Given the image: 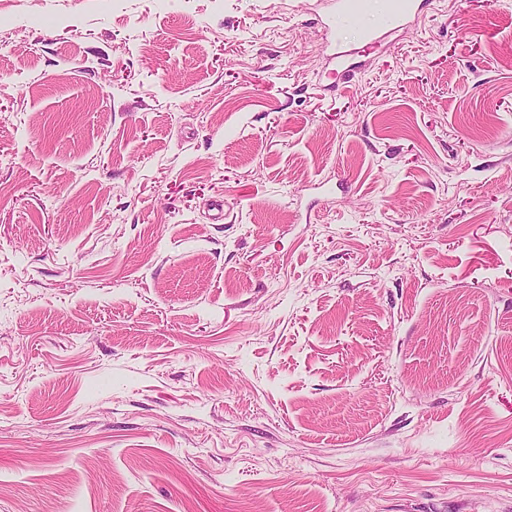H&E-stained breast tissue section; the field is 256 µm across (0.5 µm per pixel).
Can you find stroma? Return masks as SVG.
Segmentation results:
<instances>
[{
	"label": "stroma",
	"instance_id": "stroma-1",
	"mask_svg": "<svg viewBox=\"0 0 512 512\" xmlns=\"http://www.w3.org/2000/svg\"><path fill=\"white\" fill-rule=\"evenodd\" d=\"M321 14L0 0V512H512V0ZM329 10L325 16V27L330 33V39L326 43V50H328L327 61L329 65L336 68H343V60L348 55L343 50V46L336 38H332L333 33L342 20L356 18L360 16L365 8V0H326ZM429 4L428 0H387L386 26L387 31H370L365 35L366 45H375L382 42L387 34L394 30L406 29L417 23L424 15Z\"/></svg>",
	"mask_w": 512,
	"mask_h": 512
}]
</instances>
